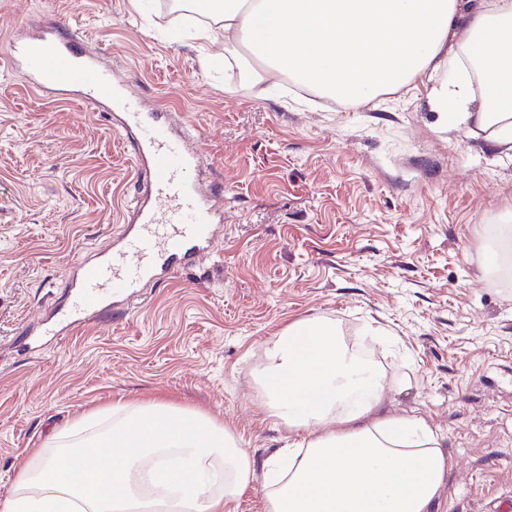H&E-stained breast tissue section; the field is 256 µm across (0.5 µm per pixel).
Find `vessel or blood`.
I'll use <instances>...</instances> for the list:
<instances>
[{
    "instance_id": "b4317fda",
    "label": "vessel or blood",
    "mask_w": 512,
    "mask_h": 512,
    "mask_svg": "<svg viewBox=\"0 0 512 512\" xmlns=\"http://www.w3.org/2000/svg\"><path fill=\"white\" fill-rule=\"evenodd\" d=\"M7 66L24 70L37 91L52 88L81 93L92 103L119 102L122 129L138 132L132 148L149 184V195L138 200L128 233L111 251L81 260L69 271L70 300L56 309L47 340H36L41 350L48 340H63L99 312L131 308L142 288L163 280L175 263H191L200 253L214 251L224 198L198 186L193 173L200 157L188 149L184 137L173 134L161 116L120 99L111 73L95 54L77 51L74 37L64 28L13 39Z\"/></svg>"
}]
</instances>
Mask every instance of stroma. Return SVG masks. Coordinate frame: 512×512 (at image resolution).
<instances>
[{
	"label": "stroma",
	"mask_w": 512,
	"mask_h": 512,
	"mask_svg": "<svg viewBox=\"0 0 512 512\" xmlns=\"http://www.w3.org/2000/svg\"><path fill=\"white\" fill-rule=\"evenodd\" d=\"M67 27L146 112L187 125L219 246L132 312L24 345L80 260L126 229L146 179L101 106L36 92L10 41ZM167 0H0V507L76 416L122 401L201 411L262 460L288 443L257 375L289 324L319 318L372 356L385 415L424 421L452 461L434 512L512 498V275L487 262L512 225V160L441 123L418 83L348 107L286 78L228 88L224 34Z\"/></svg>",
	"instance_id": "obj_1"
}]
</instances>
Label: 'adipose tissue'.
Instances as JSON below:
<instances>
[{
    "instance_id": "1",
    "label": "adipose tissue",
    "mask_w": 512,
    "mask_h": 512,
    "mask_svg": "<svg viewBox=\"0 0 512 512\" xmlns=\"http://www.w3.org/2000/svg\"><path fill=\"white\" fill-rule=\"evenodd\" d=\"M183 0L264 74L362 106L421 82L440 117L512 159V0ZM478 67L473 87L466 65ZM264 409L292 436L257 462L201 413L118 402L57 431L0 512H121L143 491L176 512H232L252 483L265 512H432L451 462L425 422L380 415L386 381L335 327L288 325L266 351Z\"/></svg>"
}]
</instances>
